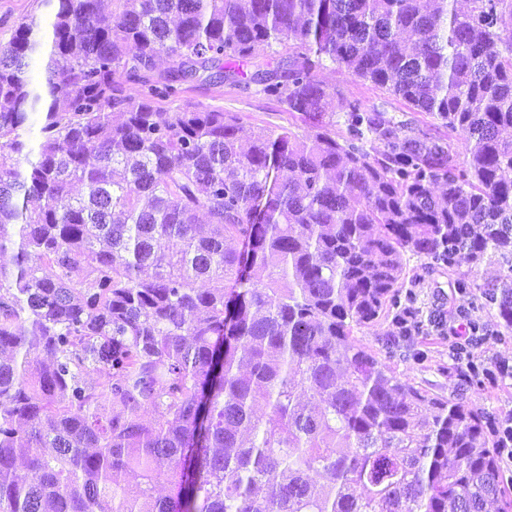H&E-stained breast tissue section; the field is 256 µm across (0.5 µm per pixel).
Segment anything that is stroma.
<instances>
[{
  "mask_svg": "<svg viewBox=\"0 0 512 512\" xmlns=\"http://www.w3.org/2000/svg\"><path fill=\"white\" fill-rule=\"evenodd\" d=\"M32 17L47 26L53 12L45 0H0V43H7L18 24ZM319 77L335 89L337 96L360 99L369 107L386 106L391 114L402 119L410 115L408 109L386 92L348 75L333 63H325ZM163 107L169 111L220 109L236 112L242 117L243 129L247 132L259 128L276 130L288 123L287 112L276 103L259 94L242 93L228 84L191 89L177 99L164 102ZM407 270L416 277L414 292L423 315L442 314L445 327L439 333L428 326L422 333L406 337L405 346L428 350L429 359L416 365L402 356H394L390 364L398 373L432 392L445 396L455 394L460 388V381L448 376L446 368L451 362L450 353L455 342L453 330L460 323L456 312L463 308L470 310L472 319L483 324L488 332L487 340L471 350L474 362L485 365L499 360L512 362V333L501 327L496 309L473 308L471 296L458 293L452 286L455 278L463 275L484 283L495 277V269L484 266L472 270L463 264L452 272L441 269L429 272L424 270L422 260L411 257L407 260Z\"/></svg>",
  "mask_w": 512,
  "mask_h": 512,
  "instance_id": "stroma-1",
  "label": "stroma"
}]
</instances>
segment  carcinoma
<instances>
[{
    "label": "carcinoma",
    "mask_w": 512,
    "mask_h": 512,
    "mask_svg": "<svg viewBox=\"0 0 512 512\" xmlns=\"http://www.w3.org/2000/svg\"><path fill=\"white\" fill-rule=\"evenodd\" d=\"M110 2L53 0L40 87L34 19L0 48V512H512L502 420L356 338L420 331L414 256L512 332V0ZM225 83L289 126L158 106ZM318 76L329 87L335 88L337 95L330 99V106L333 109H336L340 97L357 98L361 99L368 108L385 104L388 111L400 119L412 116V113L408 109L400 102L389 97L386 92L374 88L369 83L359 81L348 75L345 71L339 70L337 66L329 60L324 61V67L321 69Z\"/></svg>",
    "instance_id": "cac0c4a2"
}]
</instances>
